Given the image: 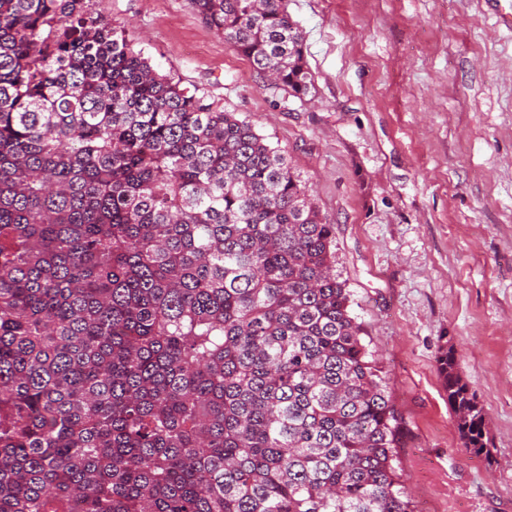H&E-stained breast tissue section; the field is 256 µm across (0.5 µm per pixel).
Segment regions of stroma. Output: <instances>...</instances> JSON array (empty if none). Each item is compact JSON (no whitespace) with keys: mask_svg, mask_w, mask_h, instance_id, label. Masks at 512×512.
Returning <instances> with one entry per match:
<instances>
[{"mask_svg":"<svg viewBox=\"0 0 512 512\" xmlns=\"http://www.w3.org/2000/svg\"><path fill=\"white\" fill-rule=\"evenodd\" d=\"M314 91L261 80L190 0H101L153 67L281 149L408 430L416 512H512V31L491 0H286ZM485 413L466 448L443 346Z\"/></svg>","mask_w":512,"mask_h":512,"instance_id":"35a3bbf8","label":"stroma"}]
</instances>
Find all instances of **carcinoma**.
I'll return each mask as SVG.
<instances>
[{"instance_id":"1","label":"carcinoma","mask_w":512,"mask_h":512,"mask_svg":"<svg viewBox=\"0 0 512 512\" xmlns=\"http://www.w3.org/2000/svg\"><path fill=\"white\" fill-rule=\"evenodd\" d=\"M192 4L308 96L284 0ZM334 246L280 150L95 0H0V512H415Z\"/></svg>"}]
</instances>
